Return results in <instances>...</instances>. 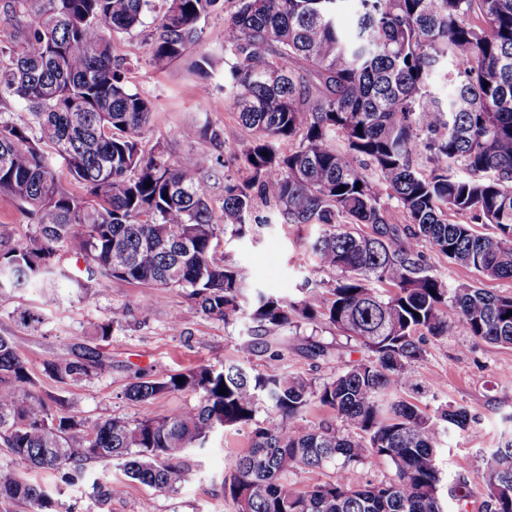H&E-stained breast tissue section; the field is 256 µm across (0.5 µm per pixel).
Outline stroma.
<instances>
[{
    "mask_svg": "<svg viewBox=\"0 0 512 512\" xmlns=\"http://www.w3.org/2000/svg\"><path fill=\"white\" fill-rule=\"evenodd\" d=\"M234 10L235 0H224L222 10L200 23L196 51L212 55L216 62L205 77L190 72L186 57L163 70L151 64L152 17H145L142 26L118 37L113 44L115 56L128 67L130 89L151 100L155 107L153 122L141 136L142 147L149 150L158 145L174 157L188 152H204L212 157L211 212L217 224L224 219V179L245 177L240 153L250 138L249 130L241 125L224 97V24ZM203 84L209 87L204 96L198 93ZM204 123L221 131L222 144L180 137L182 127ZM254 213L267 218V225L242 238L225 237V265L238 270L251 289L293 299L301 298L310 288L328 290L335 276L317 269L310 250L319 226L272 223L271 207L261 203L256 204ZM422 251L430 272L449 284H473L494 294L512 293L511 279L483 278L467 267L449 263L430 246H423ZM150 291V286L120 280L86 295L63 289L55 305L44 307L45 322L36 331L21 327L15 316L41 305L40 290L5 293L0 295V335L13 338L39 389L59 398L56 413L89 424L114 416L135 420L154 414L155 405L124 397L139 369L162 376L234 360L266 376L299 374L320 384L335 377L345 362L369 356L366 349L317 321L286 331L278 345L246 359L240 346L249 340L253 327L247 316L250 297L242 299V314L224 323L196 313L187 293L177 287L166 289L162 304L142 311L139 303ZM177 318L182 321L178 327L173 324ZM108 321L113 322L114 330L103 351L112 363L110 372L77 384L59 382L45 373L46 361L57 353L89 344L96 327ZM312 343L324 348L325 356H309L306 347ZM399 396L430 414L451 404L468 408L477 420L475 431L442 437L438 463L444 484H453L461 475L477 481L482 451L498 446L506 426L504 417L512 413V348L473 340L459 329L428 340L423 358L413 364L412 378ZM249 432L246 425L220 429L210 434L203 447L187 449L183 460L190 477L174 493L158 492L127 479L116 465L94 464V477L122 482L121 493L99 502L92 496L91 483L68 488L60 497L64 512H140L147 499L152 500L154 512H236L231 498L224 494V477L247 450Z\"/></svg>",
    "mask_w": 512,
    "mask_h": 512,
    "instance_id": "35a3bbf8",
    "label": "stroma"
}]
</instances>
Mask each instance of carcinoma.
<instances>
[{
  "label": "carcinoma",
  "mask_w": 512,
  "mask_h": 512,
  "mask_svg": "<svg viewBox=\"0 0 512 512\" xmlns=\"http://www.w3.org/2000/svg\"><path fill=\"white\" fill-rule=\"evenodd\" d=\"M340 2L238 0L225 22L224 95L251 139L241 152L247 176L224 177L221 225L211 222V157L140 147L154 108L127 86L113 55L114 38L155 11L150 63L167 68L194 48L219 0H0V103L20 100L32 115L24 124L0 118V193L33 222L0 248V293L38 288L54 302L62 282L79 294L112 279L179 287L198 313L228 323L245 281L217 253L226 233L251 230L259 198L282 224L322 227L311 250L336 283L299 300L255 291V336L242 352L319 318L372 353L321 385L237 362L140 372L125 397L160 410L87 424L54 411L55 398L0 335V443L56 478L50 487L0 468L1 501L58 512L53 491L85 481L90 462H115L128 478L175 492L189 479L186 449L218 427L254 423L269 404L281 420L255 423L224 478L237 512H445L437 445L476 418L461 405L430 416L391 395L428 336L460 328L512 347V295L452 287L429 273L421 251L428 244L481 277L512 279V0H356L347 28ZM181 137L218 143L221 132L188 126ZM284 141L293 145L286 153ZM55 156L81 194L58 180ZM390 200L407 220L402 228L390 222ZM477 224L494 232L480 234ZM66 255L83 259L84 275L62 265ZM17 322L36 331L44 318L24 310ZM107 368L96 346L44 363L64 383ZM182 391L197 403L162 408ZM314 401L354 434L308 429L303 414ZM369 457L385 461L391 477L350 485L345 474ZM303 468L336 476L304 490L284 481ZM481 473L474 487L458 480L460 498L477 494L485 512H512V434L482 455Z\"/></svg>",
  "instance_id": "cac0c4a2"
}]
</instances>
